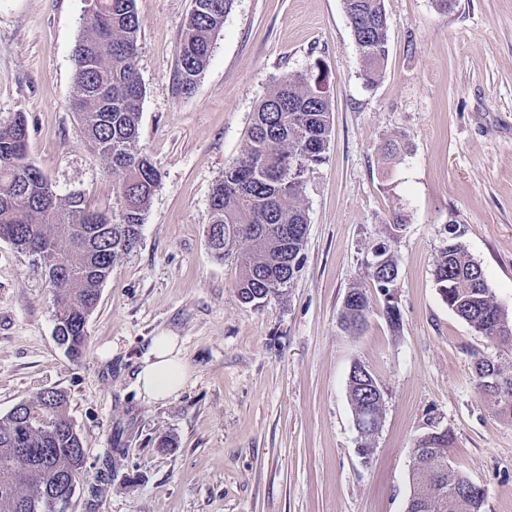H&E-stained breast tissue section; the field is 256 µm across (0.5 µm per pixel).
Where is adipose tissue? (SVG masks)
<instances>
[{
  "label": "adipose tissue",
  "instance_id": "ef3b65f1",
  "mask_svg": "<svg viewBox=\"0 0 512 512\" xmlns=\"http://www.w3.org/2000/svg\"><path fill=\"white\" fill-rule=\"evenodd\" d=\"M189 379L177 337H155L137 375L144 399L163 401L177 394Z\"/></svg>",
  "mask_w": 512,
  "mask_h": 512
}]
</instances>
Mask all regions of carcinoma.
<instances>
[{"label": "carcinoma", "instance_id": "obj_1", "mask_svg": "<svg viewBox=\"0 0 512 512\" xmlns=\"http://www.w3.org/2000/svg\"><path fill=\"white\" fill-rule=\"evenodd\" d=\"M234 0H193L182 28L177 63L180 89L191 92L210 57L212 39ZM363 64L362 78L374 85L388 56V19L383 0H343ZM140 21L135 0H93L73 50L72 108L92 149L117 176L118 209L87 206L79 193L59 195L29 158L28 127L21 112L0 122V240L39 258L44 270L62 267L49 282L54 333L68 343L67 355L81 356L87 320L112 266L137 246L160 173L139 144L144 86L138 67ZM320 62L306 73L285 75L262 99L241 154L224 168L212 189L207 240L213 258L240 270L239 297L264 306L285 297L300 269L308 229L304 204L307 175L326 163L331 104ZM448 229V244L434 265L443 300L476 333L494 342L512 341V319L495 299L481 266ZM246 243L243 249L236 248ZM381 266L369 270L377 292L396 285L398 262L388 245ZM372 299L359 290L342 304L343 329L361 330ZM476 386L501 414L512 417V389L486 385L512 382V367L499 359L474 362ZM348 376L349 401L363 423L382 411L366 387ZM449 431L419 437L413 448V491L409 512H481L483 497L448 466ZM80 433L67 414L63 392L45 389L0 417V512H67L84 466Z\"/></svg>", "mask_w": 512, "mask_h": 512}]
</instances>
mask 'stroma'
Here are the masks:
<instances>
[{
	"label": "stroma",
	"mask_w": 512,
	"mask_h": 512,
	"mask_svg": "<svg viewBox=\"0 0 512 512\" xmlns=\"http://www.w3.org/2000/svg\"><path fill=\"white\" fill-rule=\"evenodd\" d=\"M389 55L366 86L342 0H235L192 93L177 83L192 0H136L144 86L140 145L161 183L140 243L115 264L70 359L54 338L48 278L0 240V416L64 391L85 465L68 512H405L412 449L452 434L448 463L512 512V418L474 383L477 335L439 294L434 262L448 227L512 316V0H385ZM85 0H0V119L24 113L29 156L58 194L108 207L115 178L70 108L72 51ZM327 71L328 159L307 178L308 232L286 298L238 295L239 269L207 244L213 186L241 152L258 102L284 74ZM401 136L402 156L383 143ZM404 214L400 232L389 230ZM387 243L399 259L391 328L365 264ZM373 299L345 332L350 287ZM178 336L191 376L162 402L136 380L155 336ZM384 395L371 463L356 452L353 363ZM171 437L176 446L160 451Z\"/></svg>",
	"instance_id": "35a3bbf8"
}]
</instances>
